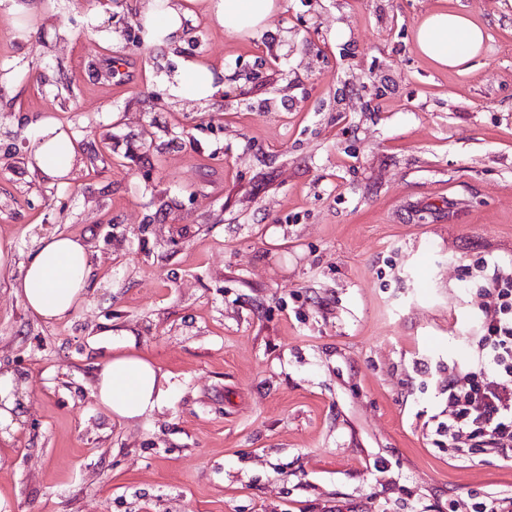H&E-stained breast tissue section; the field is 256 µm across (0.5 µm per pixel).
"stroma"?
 Wrapping results in <instances>:
<instances>
[{
	"instance_id": "stroma-1",
	"label": "stroma",
	"mask_w": 512,
	"mask_h": 512,
	"mask_svg": "<svg viewBox=\"0 0 512 512\" xmlns=\"http://www.w3.org/2000/svg\"><path fill=\"white\" fill-rule=\"evenodd\" d=\"M0 0V369L25 383L0 445V512H469L512 496V463L437 432L470 356L481 269L512 273V0H283L231 37L198 0L181 42L122 31L140 0ZM466 8L482 53L415 49L428 11ZM120 74L105 80L106 58ZM191 63L242 71L246 101L174 95ZM51 114L69 185L26 147ZM87 246V301L52 322L12 282L36 239ZM168 373L138 420L93 386L112 341Z\"/></svg>"
}]
</instances>
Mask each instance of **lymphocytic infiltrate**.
I'll use <instances>...</instances> for the list:
<instances>
[{"mask_svg":"<svg viewBox=\"0 0 512 512\" xmlns=\"http://www.w3.org/2000/svg\"><path fill=\"white\" fill-rule=\"evenodd\" d=\"M495 299L482 310L470 358L448 370L445 422L438 430L456 450L488 448L512 462V274L484 277Z\"/></svg>","mask_w":512,"mask_h":512,"instance_id":"obj_1","label":"lymphocytic infiltrate"}]
</instances>
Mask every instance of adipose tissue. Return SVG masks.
Masks as SVG:
<instances>
[{
	"label": "adipose tissue",
	"mask_w": 512,
	"mask_h": 512,
	"mask_svg": "<svg viewBox=\"0 0 512 512\" xmlns=\"http://www.w3.org/2000/svg\"><path fill=\"white\" fill-rule=\"evenodd\" d=\"M278 9L277 0H214L213 14L226 34L239 36L266 28ZM139 14L146 21L143 42L166 47L179 41L188 16L181 0H145ZM483 25L469 12L439 9L427 14L415 33L420 53L443 68L457 69L479 55L485 45ZM75 144L50 116L37 124L29 163L60 180L69 177ZM88 250L69 235L43 237L23 266L13 287L34 316L53 321L75 312L86 300ZM114 350L96 378L100 403L113 416L136 419L159 408L168 396L169 376L135 348L132 337L113 342Z\"/></svg>",
	"instance_id": "adipose-tissue-1"
}]
</instances>
